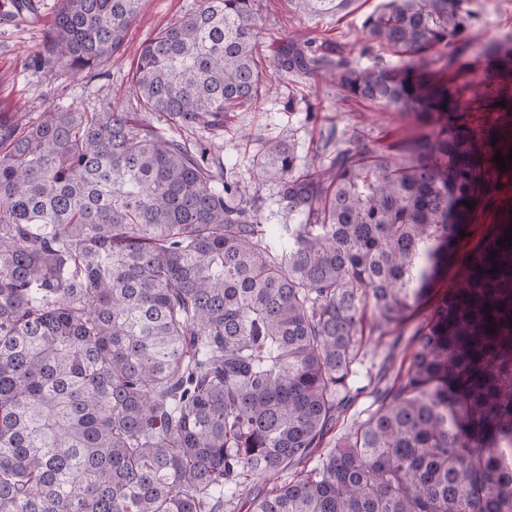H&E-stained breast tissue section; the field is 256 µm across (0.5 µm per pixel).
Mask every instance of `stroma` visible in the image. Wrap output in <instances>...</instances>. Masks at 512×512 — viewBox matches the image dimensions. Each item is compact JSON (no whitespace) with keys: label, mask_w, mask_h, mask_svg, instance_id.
Segmentation results:
<instances>
[{"label":"stroma","mask_w":512,"mask_h":512,"mask_svg":"<svg viewBox=\"0 0 512 512\" xmlns=\"http://www.w3.org/2000/svg\"><path fill=\"white\" fill-rule=\"evenodd\" d=\"M261 35L267 45L299 37L315 40L329 49L357 44L365 14L382 0H358L353 13L311 18L286 12L282 0H259ZM197 0H144L143 8L127 32V51L100 66L98 72L73 74L54 65L30 66L48 25L54 21L59 0H30L16 7L14 0H0V118L20 125L37 121L48 107L92 109L105 105L130 107L128 92L136 67V49L159 30L191 12ZM476 19L472 39L480 45L512 34V0H469ZM455 90L467 119L477 129L476 151L481 183L467 215L466 237L458 240L432 294L459 286L469 260L483 248L498 225L512 223V166L498 169L495 154L512 152V65L487 74L484 62L473 51L458 54L443 75ZM295 111H285L288 98ZM364 133L374 144L387 146L419 136L421 127L411 116L365 102H342L336 82L327 77L304 81L295 77L281 83L262 109L243 108L232 113L224 130L213 136L225 165L237 176L254 182L252 158L260 139L290 141L306 162L320 161L328 134H335L339 148L350 146L354 133Z\"/></svg>","instance_id":"1"}]
</instances>
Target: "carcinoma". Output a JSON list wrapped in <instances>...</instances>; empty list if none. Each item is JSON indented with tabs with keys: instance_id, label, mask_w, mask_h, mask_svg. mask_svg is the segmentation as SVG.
I'll use <instances>...</instances> for the list:
<instances>
[{
	"instance_id": "carcinoma-1",
	"label": "carcinoma",
	"mask_w": 512,
	"mask_h": 512,
	"mask_svg": "<svg viewBox=\"0 0 512 512\" xmlns=\"http://www.w3.org/2000/svg\"><path fill=\"white\" fill-rule=\"evenodd\" d=\"M142 2L60 0L30 62L97 68ZM287 2L322 17L356 0ZM257 3L198 0L145 43L133 112L0 120V512H224L241 479L269 482L322 447L357 396L369 308L370 332L398 333L387 358L409 350L406 370L252 512H512V224L401 331L480 181L439 78L448 50L474 47L475 14L467 0H387L362 21V52L399 63L362 68L310 39L267 54ZM476 53L512 55V34ZM266 62L279 83L330 75L342 100L424 132L393 158L355 135L326 166L263 142L258 179L298 218L265 224L259 189L220 163L210 134L270 96ZM370 390L367 389L363 394L359 396L357 401L344 413H342L336 421L335 429L330 433L323 444V448H319L315 453V456L309 463L306 464L308 469L312 468L319 455L326 453L329 448H333L338 439L349 434L360 422L367 417V410L373 404V398L369 394Z\"/></svg>"
}]
</instances>
